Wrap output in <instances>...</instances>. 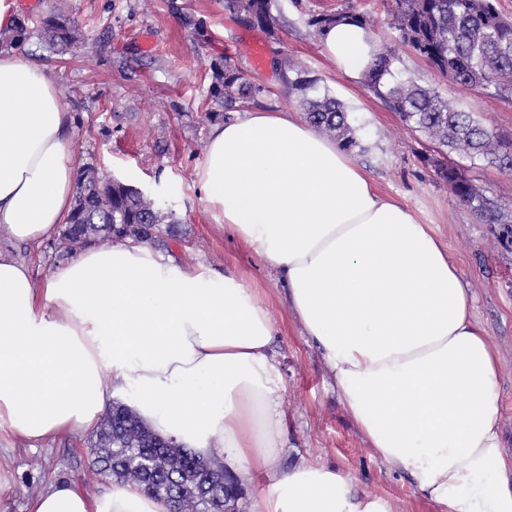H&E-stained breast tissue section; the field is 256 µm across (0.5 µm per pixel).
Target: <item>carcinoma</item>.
<instances>
[{"label": "carcinoma", "mask_w": 512, "mask_h": 512, "mask_svg": "<svg viewBox=\"0 0 512 512\" xmlns=\"http://www.w3.org/2000/svg\"><path fill=\"white\" fill-rule=\"evenodd\" d=\"M391 17L397 40L428 62L454 84L477 88L507 98L512 95V21L497 10L494 0H381ZM233 13H245L253 24L272 29V0H226ZM350 21L368 29L373 19L350 5L311 16L315 35L324 39L333 24ZM78 30L68 15V0H55L54 13L42 21L37 35L51 50L66 51L77 41ZM31 37L28 24L19 20L0 30V50L16 49ZM400 58L384 47L364 74L367 88L382 99L411 130L438 145L437 156L423 161L462 202L473 206L490 222L502 214L465 175L447 159L461 151L504 170H512V136L494 131L470 112L450 108L440 92L398 74ZM288 86L300 95L305 119L343 149L359 146L353 118L343 102L320 91V78L287 56L275 61ZM214 97L226 112L255 98L264 88L252 81L230 58L214 72ZM177 223L158 202L137 188L99 175L93 166L81 168L73 208L58 239L50 248L58 258L89 245L112 239L158 241V227ZM96 471L119 481L134 482L148 495L178 501L180 512H224V469L187 448L171 446L145 427L125 405L112 406L95 434Z\"/></svg>", "instance_id": "obj_1"}]
</instances>
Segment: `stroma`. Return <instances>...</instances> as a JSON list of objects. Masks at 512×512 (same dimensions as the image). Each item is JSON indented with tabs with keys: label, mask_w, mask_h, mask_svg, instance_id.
Here are the masks:
<instances>
[{
	"label": "stroma",
	"mask_w": 512,
	"mask_h": 512,
	"mask_svg": "<svg viewBox=\"0 0 512 512\" xmlns=\"http://www.w3.org/2000/svg\"><path fill=\"white\" fill-rule=\"evenodd\" d=\"M358 11L379 0H274L275 30L254 26L229 12L224 0H69L80 33L75 55L50 54L38 37L17 53L50 73L73 118L77 166L138 187L176 221L160 227L162 254L180 265L235 272L265 289L280 334L274 350L284 376L288 415L283 462L316 464L350 475L359 492L388 499L396 512H439L420 499L411 480L374 456L347 416L320 352L288 312L274 273L249 248L229 239L194 184L209 132L208 113L218 111L213 65L233 56L264 92L257 111L301 112L273 60L279 52L301 63L351 111L360 143L353 155L375 186L432 225L470 290L474 314L496 344L504 443L512 451V172L453 152L483 194L506 214L489 223L460 201L423 161L436 146L411 131L364 81L342 76L308 24L311 15L345 4ZM371 33L379 45L397 46L396 33L378 20ZM404 74L437 89L449 106L512 134V100L452 85L435 69L397 46ZM94 436L81 433L31 448L21 440L0 442V512H29L32 498L64 480L96 491L108 479L96 475Z\"/></svg>",
	"instance_id": "1"
}]
</instances>
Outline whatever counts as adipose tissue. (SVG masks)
<instances>
[{"mask_svg": "<svg viewBox=\"0 0 512 512\" xmlns=\"http://www.w3.org/2000/svg\"><path fill=\"white\" fill-rule=\"evenodd\" d=\"M326 51L351 80L378 44L333 26ZM71 117L46 71L0 53V437L30 447L94 428L113 403L160 437L266 489L252 512H394L350 476L283 470L278 328L239 274L181 267L152 244L92 245L35 280L10 244L55 237L70 214ZM196 184L274 272L374 455L440 512H512L499 358L432 225L383 196L336 141L290 112L215 126ZM30 512H168L131 483L55 482Z\"/></svg>", "mask_w": 512, "mask_h": 512, "instance_id": "1", "label": "adipose tissue"}]
</instances>
